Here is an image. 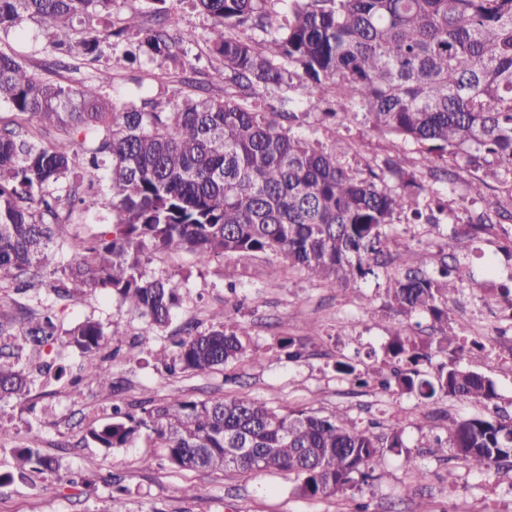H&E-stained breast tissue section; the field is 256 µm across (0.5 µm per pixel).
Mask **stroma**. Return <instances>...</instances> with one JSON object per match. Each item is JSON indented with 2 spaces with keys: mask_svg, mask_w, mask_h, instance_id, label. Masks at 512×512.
<instances>
[{
  "mask_svg": "<svg viewBox=\"0 0 512 512\" xmlns=\"http://www.w3.org/2000/svg\"><path fill=\"white\" fill-rule=\"evenodd\" d=\"M0 48L13 51L31 71L54 82L74 87L104 83L120 102L148 98L164 104L178 90L190 97L196 94L195 89L177 87V64L145 57L130 62L123 44L92 65L56 57L46 25L37 18L22 17L14 27L0 31ZM299 129L355 171L379 169L391 158L405 171L427 176L418 145L377 133L364 118L335 125L312 114ZM444 201L445 223L395 218L386 228L393 242L387 266L360 280L352 292L320 287L280 258L232 256L200 266L185 253H155L147 264L150 274L189 277L183 301L163 336L146 335L145 319L104 290L58 308L59 323L66 328L87 318L117 324L118 333L109 341L115 352L109 362L114 390L106 396L96 387L61 381L35 385L27 399L0 404V427L7 432L0 441V473L10 470V448L21 445L29 425L38 422L43 425L41 451L56 456L61 465L56 474L0 485V512H512V468L482 475L431 448L434 437H447L452 422L475 414L491 416L499 408L512 413V340L498 336L493 323L495 316L512 312V302L499 292L501 284L512 279V259L501 253L512 245V222L472 233L468 216L480 212L482 204L467 196L460 182L445 192ZM451 236L457 240L453 256L465 285L449 303L448 318L462 336L469 330L459 319L461 305L485 322L480 340L486 351L473 367L494 382L496 403L454 398L424 402L373 381L356 385L338 373L340 361L351 362L361 373L376 370L398 334L436 344L439 323L424 313L396 311L386 288L389 277L402 270L399 252L417 261L437 252ZM490 255L497 256L499 265L495 275L486 276L482 269ZM236 303L256 360L245 358L206 374L168 375L156 359L159 350L179 339L186 322L195 320L207 328L209 310ZM370 310L375 319H367ZM314 326L319 329L315 336L310 333ZM288 337L304 342L302 358H289L287 349L280 347V340ZM137 341L143 351L133 358L128 349ZM241 395L321 416L344 411L358 425H376L378 432L401 430L405 447L399 453L386 452L373 479L358 481L353 490L336 497L312 499L298 495L296 477L285 472H176L162 449L142 437L108 451L81 441L89 429L109 422L116 403ZM116 477L124 478L129 494L113 493ZM189 485L196 487L195 495L184 494Z\"/></svg>",
  "mask_w": 512,
  "mask_h": 512,
  "instance_id": "35a3bbf8",
  "label": "stroma"
}]
</instances>
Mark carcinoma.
<instances>
[{
  "label": "carcinoma",
  "instance_id": "1",
  "mask_svg": "<svg viewBox=\"0 0 512 512\" xmlns=\"http://www.w3.org/2000/svg\"><path fill=\"white\" fill-rule=\"evenodd\" d=\"M147 9L118 27L87 35L112 16L116 0H0V31L22 14L47 23L54 49L72 60L98 61L128 32L138 40L135 59L177 60L192 31L178 28L174 0H147ZM210 18L205 34L218 65L211 84L219 93L182 98L171 111L109 99L101 85L74 89L29 70L0 51V101L20 120L0 123V288L28 292L49 283L55 301L24 319L23 342L14 335L24 307L0 309V402L25 397L37 381H60L66 368L32 365L57 335L55 306L107 286L161 334L181 301L183 281L152 276L147 252L187 253L207 265L228 256L267 254L328 288L350 287L388 258L385 227L408 213L438 224L415 174L388 159L381 173L356 172L336 153L295 133L300 107L324 120L349 121L361 112L383 134L423 149L422 166L436 182L458 173L435 162L452 157L462 171L485 170L465 182L482 198L479 224L512 220L487 177L512 179V0H194ZM263 34L260 39L246 31ZM81 135L74 142L73 136ZM107 168L112 184L109 224L92 239L70 235L73 214L94 189L91 171ZM400 182L398 193L383 185ZM70 247L75 262L60 266ZM455 249L423 255L389 281V301L400 311L426 313L444 324L438 350L456 357L431 375L418 369L432 354L396 335L388 360L374 377L422 399L497 397L494 382L464 365L483 347L463 351L448 323V303L459 277L448 264ZM102 323L87 318L69 331L84 357L76 385L86 381L112 396V377L97 354L106 344ZM246 331L224 311L200 331L192 326L160 362L172 374L206 373L247 355ZM144 435L164 450L177 471L296 474L303 497L328 498L353 488L354 476L380 464L384 449L401 451L402 433L362 428L344 412L321 417L284 411L248 396L193 400L174 397L135 417L112 406V420L85 439L109 450ZM243 443L252 451L232 456ZM453 458L471 470H490L512 458V417L474 415L456 423ZM13 470L0 485L54 473L57 460L39 449V434L12 449Z\"/></svg>",
  "mask_w": 512,
  "mask_h": 512
}]
</instances>
